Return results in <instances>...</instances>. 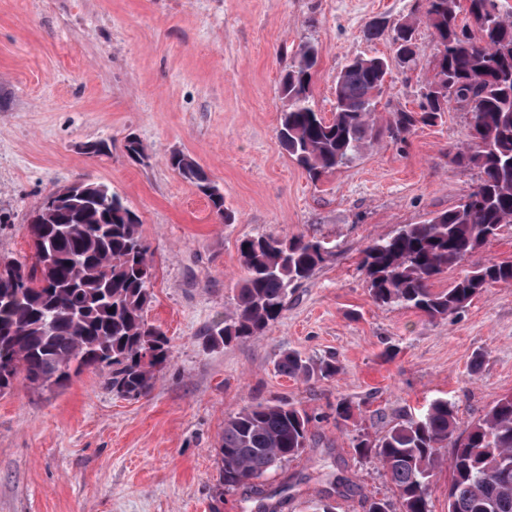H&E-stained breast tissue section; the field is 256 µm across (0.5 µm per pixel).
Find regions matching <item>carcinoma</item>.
I'll return each instance as SVG.
<instances>
[{
  "mask_svg": "<svg viewBox=\"0 0 512 512\" xmlns=\"http://www.w3.org/2000/svg\"><path fill=\"white\" fill-rule=\"evenodd\" d=\"M461 0H425L423 17L435 36L432 76L418 112H396L389 130L399 136L418 123L433 124L453 101L475 104L469 141L453 156L479 169L478 184L448 211L423 224H405L372 241L361 261L368 292L379 306L417 310L432 320L459 313L493 284L512 285V260L477 263L443 290L432 283L477 254L512 224V8L502 0H467L475 29L458 23ZM392 44L402 67L416 62L415 28L393 25ZM315 47L300 50L280 80L278 139L318 182L358 160L378 142L376 113L387 58H351L336 77L332 117L314 105ZM170 166L226 218L224 195L199 164L173 152ZM58 206L39 210L27 232L35 262L9 260L0 270V383L23 379L52 389L85 369L109 370L106 388L138 399L168 364L169 340L148 324L149 247L138 216L102 183L79 181L59 189ZM333 256L327 242L304 235L260 236L240 244L245 272L232 316L207 330L214 345L263 334L282 315L288 291ZM278 370L309 380L336 372L288 352ZM455 404L436 399L418 417L397 423L381 438L360 437L357 453L373 458L399 491V505L374 499L368 512H431L430 487L452 448L448 512H512V395L500 398L458 434ZM310 417L290 403L250 405L224 423V485H251L279 463L301 455Z\"/></svg>",
  "mask_w": 512,
  "mask_h": 512,
  "instance_id": "carcinoma-1",
  "label": "carcinoma"
}]
</instances>
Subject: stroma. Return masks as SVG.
<instances>
[{
	"label": "stroma",
	"mask_w": 512,
	"mask_h": 512,
	"mask_svg": "<svg viewBox=\"0 0 512 512\" xmlns=\"http://www.w3.org/2000/svg\"><path fill=\"white\" fill-rule=\"evenodd\" d=\"M422 13L419 0H0V257L31 259L27 225L58 188L111 186L141 221L145 318L170 348L136 400L107 390L98 371L0 395V512H252L249 487L223 485L220 448L225 420L260 402L311 418L304 452L262 480L273 512H309L324 497L337 512H367L398 493L356 438L381 437L438 398L455 404L463 430L512 394V286L432 320L375 304L361 268L373 240L475 187L478 169L453 161L471 112L453 103L405 137L384 134L318 184L277 138L280 78L303 46L318 51L311 92L328 114L340 69L357 54L392 56L399 20L414 22L419 54L412 71L392 65L379 123L418 111L434 45ZM131 136L145 148L137 160ZM98 141L109 154H86ZM175 151L220 187L231 223L169 166ZM294 235L328 242L331 260L262 336L210 346L205 330L235 305L241 242ZM287 352L334 359L338 371L286 376ZM340 402L354 419L337 420Z\"/></svg>",
	"instance_id": "stroma-1"
}]
</instances>
